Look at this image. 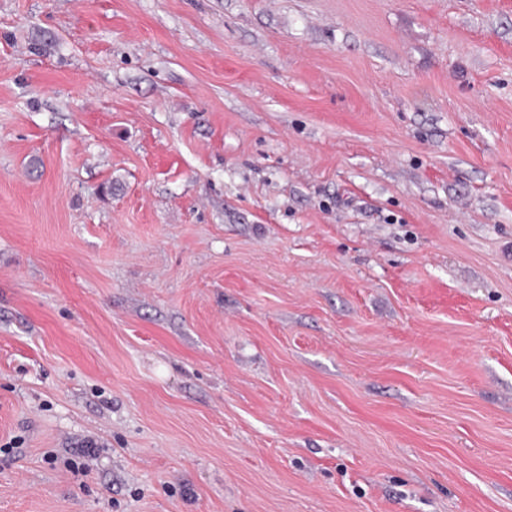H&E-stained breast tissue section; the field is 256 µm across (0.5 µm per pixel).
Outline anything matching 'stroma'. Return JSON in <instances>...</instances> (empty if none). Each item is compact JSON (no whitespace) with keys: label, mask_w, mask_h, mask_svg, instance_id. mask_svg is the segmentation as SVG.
Listing matches in <instances>:
<instances>
[{"label":"stroma","mask_w":512,"mask_h":512,"mask_svg":"<svg viewBox=\"0 0 512 512\" xmlns=\"http://www.w3.org/2000/svg\"><path fill=\"white\" fill-rule=\"evenodd\" d=\"M0 512H512V0H0Z\"/></svg>","instance_id":"obj_1"}]
</instances>
